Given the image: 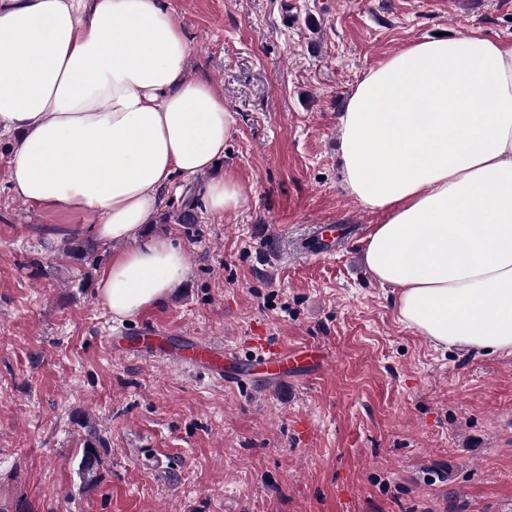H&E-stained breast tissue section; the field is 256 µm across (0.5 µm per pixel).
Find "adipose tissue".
<instances>
[{"mask_svg": "<svg viewBox=\"0 0 512 512\" xmlns=\"http://www.w3.org/2000/svg\"><path fill=\"white\" fill-rule=\"evenodd\" d=\"M188 53L164 0H0V132L20 134L9 190L99 215L101 242L134 241L97 286L116 320L186 278L185 252L144 228L174 177L209 172L234 131ZM337 123L343 183L383 216L366 260L400 321L438 347L512 356V44L411 45L367 73ZM243 195L227 174L202 203L219 214Z\"/></svg>", "mask_w": 512, "mask_h": 512, "instance_id": "obj_1", "label": "adipose tissue"}]
</instances>
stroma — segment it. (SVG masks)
Segmentation results:
<instances>
[{
  "mask_svg": "<svg viewBox=\"0 0 512 512\" xmlns=\"http://www.w3.org/2000/svg\"><path fill=\"white\" fill-rule=\"evenodd\" d=\"M187 73L235 117L214 175L245 189L232 212L168 213L197 197L176 180L147 235L183 247L190 272L145 315L113 320L97 296L120 244L100 218L11 196L0 135V512H512V357L441 349L401 323L373 280L381 214L344 188L337 117L369 70L400 50L476 34L512 41V9L448 0H166ZM316 224L344 247L305 259ZM94 243L97 261L72 255ZM234 347L319 344L330 365L275 384L233 383L106 345L144 316ZM101 482L77 475L90 434ZM163 464L152 469L150 456Z\"/></svg>",
  "mask_w": 512,
  "mask_h": 512,
  "instance_id": "obj_1",
  "label": "stroma"
}]
</instances>
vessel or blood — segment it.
Segmentation results:
<instances>
[{
	"mask_svg": "<svg viewBox=\"0 0 512 512\" xmlns=\"http://www.w3.org/2000/svg\"><path fill=\"white\" fill-rule=\"evenodd\" d=\"M345 236L336 230L334 225L319 224L303 249L307 257H322L341 246ZM166 328L151 323L145 325L138 339L137 349L141 352L159 354L162 361L175 362L187 368H202L213 377L224 379L225 362L234 360L232 349L222 343L204 341L198 337L184 335L182 343L176 348H168ZM257 353L254 364L265 368L274 375L278 382H285L290 373L301 369H310L322 365L325 359L321 346L310 344L298 348H288L267 343L265 339H257Z\"/></svg>",
	"mask_w": 512,
	"mask_h": 512,
	"instance_id": "b4317fda",
	"label": "vessel or blood"
}]
</instances>
